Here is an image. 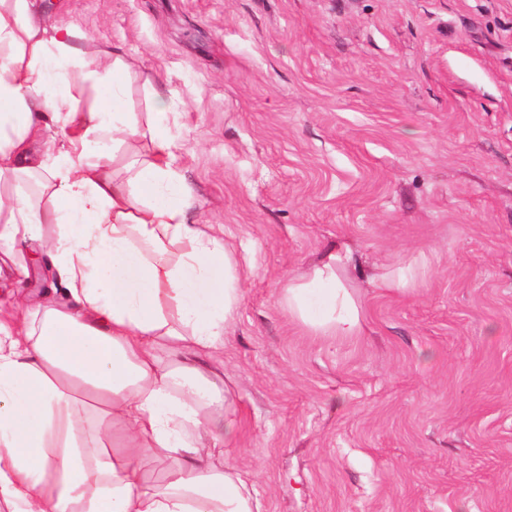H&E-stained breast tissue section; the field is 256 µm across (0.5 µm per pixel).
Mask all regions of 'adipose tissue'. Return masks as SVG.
I'll return each instance as SVG.
<instances>
[{
	"label": "adipose tissue",
	"mask_w": 512,
	"mask_h": 512,
	"mask_svg": "<svg viewBox=\"0 0 512 512\" xmlns=\"http://www.w3.org/2000/svg\"><path fill=\"white\" fill-rule=\"evenodd\" d=\"M50 25L39 0H0V262L46 225L54 282L36 306L0 319V512H260L251 481L225 456L235 393L202 364L222 350L241 298L233 251L193 224L168 104L151 123L124 108L121 48ZM64 124L66 146L32 141ZM125 149L122 168L98 154ZM149 140L148 153L136 144ZM339 257L289 279L280 298L314 336L351 337L360 307ZM111 416L102 429L88 405ZM165 462L147 483L145 458Z\"/></svg>",
	"instance_id": "ef3b65f1"
}]
</instances>
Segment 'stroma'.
<instances>
[{"label":"stroma","instance_id":"stroma-1","mask_svg":"<svg viewBox=\"0 0 512 512\" xmlns=\"http://www.w3.org/2000/svg\"><path fill=\"white\" fill-rule=\"evenodd\" d=\"M174 114L241 270L224 348L261 512H512V0H44ZM341 255L360 336L280 302ZM407 289L379 286L397 270Z\"/></svg>","mask_w":512,"mask_h":512}]
</instances>
